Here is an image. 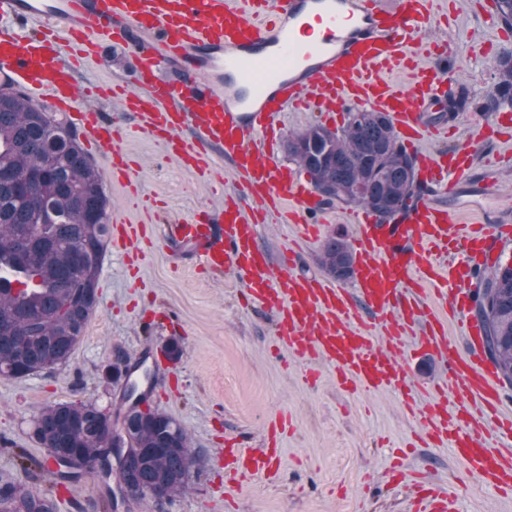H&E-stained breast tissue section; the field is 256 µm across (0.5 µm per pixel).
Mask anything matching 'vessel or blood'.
I'll use <instances>...</instances> for the list:
<instances>
[{
	"label": "vessel or blood",
	"instance_id": "vessel-or-blood-1",
	"mask_svg": "<svg viewBox=\"0 0 512 512\" xmlns=\"http://www.w3.org/2000/svg\"><path fill=\"white\" fill-rule=\"evenodd\" d=\"M443 18L433 0H0V80L65 113L87 146L107 157L109 178L128 186L135 172L111 120L88 107V98L120 97L138 128L164 139L187 167L204 168L202 149H216L240 178L242 194L226 198L216 216L167 225L168 236L191 246L210 272L233 271L248 299L275 313L278 341L298 362H327L338 384L355 393L400 390L431 444L452 442L470 471L512 493V448L484 443L492 429L512 437V417L497 413L500 394L480 327L463 322L468 348L461 352L447 321L469 308L472 277L511 227L491 223L482 209L468 226L454 210L422 199L385 224L353 212L352 294L294 276L293 254L273 263L257 240L262 205L286 210L303 239L319 231L313 188L275 149L285 112L370 109L388 117L409 147L428 136L420 113L454 74L412 64L423 24ZM101 36L135 49L140 93L79 85L77 74ZM172 65L175 82L161 75ZM406 69L412 82L398 86L391 76ZM184 129L191 140L179 138ZM473 151L462 145L419 153L418 175L455 195ZM364 311L373 326L360 325ZM406 343L442 362L446 381H410L396 354ZM272 458L234 444L224 451V467L270 477ZM413 512L458 510L454 496L426 488Z\"/></svg>",
	"mask_w": 512,
	"mask_h": 512
}]
</instances>
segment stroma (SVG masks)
<instances>
[{
	"instance_id": "obj_1",
	"label": "stroma",
	"mask_w": 512,
	"mask_h": 512,
	"mask_svg": "<svg viewBox=\"0 0 512 512\" xmlns=\"http://www.w3.org/2000/svg\"><path fill=\"white\" fill-rule=\"evenodd\" d=\"M457 13L436 26H423L419 39L447 51L445 59L420 56L421 67L446 66L456 74L470 104L451 121L446 138L427 140L422 150H450L476 144L471 179L462 188L493 216L512 220V139L483 135L489 113L480 109L498 81L496 63L512 51V27L498 18L494 0H452ZM79 83H118L139 93L133 48L111 42L81 71ZM116 122L119 144L136 164L138 187L129 191L104 180L108 213L137 225L131 250L106 247L97 305L66 364L23 378L0 376V478L52 495L57 512H103L104 483L94 475L51 489L41 463L48 452L33 437L31 420L45 406L91 400L108 416L124 412L123 390L107 374L127 362L146 402L178 421L198 455L189 489L164 503V512H409L405 486L388 484L392 462L449 486L460 512H512V498L490 495L451 447L420 444L404 411L401 393L385 390L360 396L341 390L334 369L318 364L316 382L279 349L273 315L248 303L233 273L211 275L190 247L165 238L163 225L216 211L237 178L217 152L207 159L224 182L200 180L150 133L138 130L116 102L91 100ZM348 203H322L317 240L297 239L286 216L268 212L258 243L270 256L295 247L301 276L325 277L324 239L334 234L353 242ZM177 340L180 361L163 348ZM291 426L277 436L278 478H238L224 491L225 442L240 437L261 443L277 418Z\"/></svg>"
}]
</instances>
